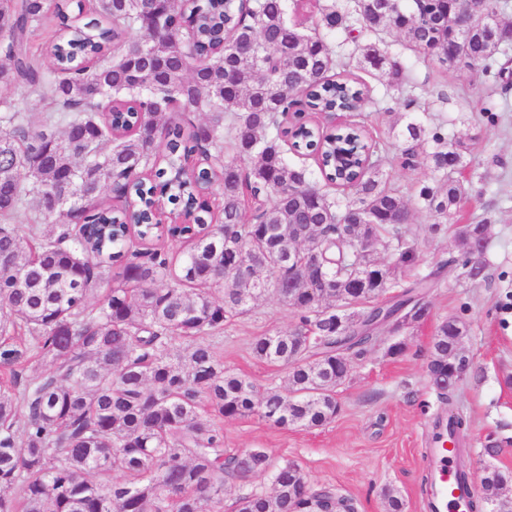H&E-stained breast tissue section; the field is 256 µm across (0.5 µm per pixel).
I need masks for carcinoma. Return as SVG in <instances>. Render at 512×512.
Here are the masks:
<instances>
[{
  "mask_svg": "<svg viewBox=\"0 0 512 512\" xmlns=\"http://www.w3.org/2000/svg\"><path fill=\"white\" fill-rule=\"evenodd\" d=\"M69 2L72 16L50 0H0V82L24 85L46 107L34 123L0 99V254L12 259L0 269V512H203L224 502L227 485L263 474L272 493L239 497L236 512H352L330 489L309 491L293 462L263 448L227 452L218 424L251 414L281 427L333 420L349 363L378 339L362 334L381 314L371 302L394 287L391 277L383 289L358 283L356 244L385 241L392 271L416 261L409 202L387 187L386 157L362 122L311 123L371 102L330 36L353 33L355 13L371 32L395 29L414 53L506 91V4L464 0L462 39L448 0L320 4L309 28L288 18V0ZM51 15L47 73L28 36ZM91 81L103 90L95 100ZM176 104L208 121L184 132L166 117ZM396 139L405 166L431 143L434 182L416 206L441 232L465 193L463 143L415 122ZM286 144L324 162L321 180L288 163ZM107 186L127 203L106 204ZM333 188L351 197L338 201ZM487 223L455 230L473 281L484 265L468 244ZM165 237L188 248L171 257ZM290 250L292 265L282 261ZM306 275L324 278L327 292H308ZM436 276L390 297L403 310L393 331L422 319L410 308ZM269 292L299 319L252 342L256 357L288 370L284 393L259 392L208 342ZM450 336L466 337L456 318L437 327L428 371L443 405L433 429L457 442L467 422L447 384ZM509 483L512 471L495 470L472 512L490 502L512 512L501 501Z\"/></svg>",
  "mask_w": 512,
  "mask_h": 512,
  "instance_id": "1",
  "label": "carcinoma"
}]
</instances>
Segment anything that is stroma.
<instances>
[{"label":"stroma","mask_w":512,"mask_h":512,"mask_svg":"<svg viewBox=\"0 0 512 512\" xmlns=\"http://www.w3.org/2000/svg\"><path fill=\"white\" fill-rule=\"evenodd\" d=\"M370 43L387 63L400 62L408 75L398 86L386 66L364 76L372 89L365 125L386 150L387 181L411 201L433 181L429 144L420 146L414 167L405 169L396 161L399 144L390 133L393 123H405L408 99L424 101L417 120L428 128L445 124L449 139L463 140L470 149L460 174L468 192L448 223L490 218L484 277L464 279L462 248L453 233L432 232L433 217L415 211L406 238L418 259L398 272L397 282L406 288L418 276L436 272L425 298L429 313L396 334L380 329L373 349L352 364L338 388L336 418L313 429L277 427L256 414L227 418L220 425L227 451L267 449L277 459L298 464L309 489L326 487L348 498L354 512H387L390 494L402 500L404 512H426V450L441 411L428 374L429 348L446 319H459L467 329L464 346L471 368L453 392V405L469 423L463 447L470 474L479 477L489 466L512 470V89L415 57L392 30L379 35L360 30L352 37L339 33L331 39L335 55L345 59L360 55ZM297 321L291 308L269 295L212 335L211 342L226 368L258 388L281 389L288 383L287 369L256 358L251 344L255 337L293 330ZM398 340L404 351L389 356L388 345Z\"/></svg>","instance_id":"1"}]
</instances>
